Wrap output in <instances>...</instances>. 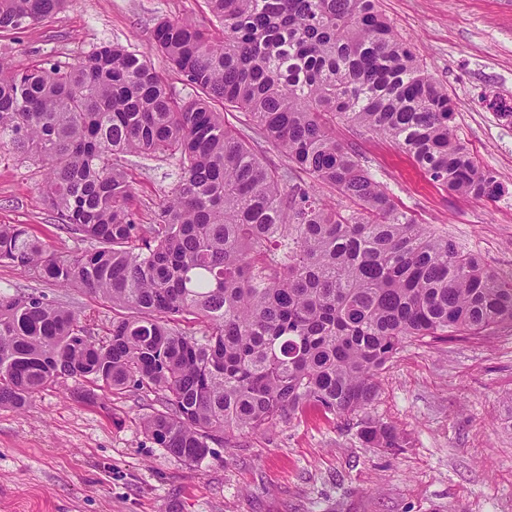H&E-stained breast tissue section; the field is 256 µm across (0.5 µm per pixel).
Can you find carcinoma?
Wrapping results in <instances>:
<instances>
[{
  "label": "carcinoma",
  "mask_w": 512,
  "mask_h": 512,
  "mask_svg": "<svg viewBox=\"0 0 512 512\" xmlns=\"http://www.w3.org/2000/svg\"><path fill=\"white\" fill-rule=\"evenodd\" d=\"M67 0H0V31ZM210 18L163 20L154 42L198 91L177 99L144 59L103 43L76 63L0 64V144L46 170L57 229L93 242L66 254L0 224V264L121 309L99 342L43 294L0 291V407L25 410L61 380L107 407L146 388V433L198 463L211 444L313 409L373 448L407 445L368 407L410 342L490 338L512 326V279L399 210L351 145L381 136L446 190L493 201L506 188L457 139L448 91L378 0H206ZM275 144L269 167L224 113ZM176 158L171 194L145 226L112 157ZM327 184L355 206L323 204ZM197 323L201 335L181 328Z\"/></svg>",
  "instance_id": "obj_1"
}]
</instances>
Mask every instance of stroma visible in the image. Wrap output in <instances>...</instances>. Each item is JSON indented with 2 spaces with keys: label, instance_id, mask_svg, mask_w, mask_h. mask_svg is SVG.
Here are the masks:
<instances>
[{
  "label": "stroma",
  "instance_id": "35a3bbf8",
  "mask_svg": "<svg viewBox=\"0 0 512 512\" xmlns=\"http://www.w3.org/2000/svg\"><path fill=\"white\" fill-rule=\"evenodd\" d=\"M381 11L456 104V133L507 192L493 201L433 184L389 141L357 136L372 176L418 223L446 232L500 276H512V121L489 100L512 104V0H380ZM204 0H68L52 18L0 32V59L70 65L115 43L146 57L173 94L195 90L154 47L164 18L206 17ZM141 223L155 219L176 181L174 160L126 155ZM43 170L0 147V224H23L62 252L89 242L55 226ZM0 289L39 292L79 311L98 340L116 312L94 296L62 290L0 265ZM74 380L47 387L22 412L0 408V512H512V329L490 340L406 345L382 375L368 412L402 429L397 454L367 447L340 420L308 410L242 435L235 447L189 465L143 429L154 396L126 392L108 408L78 402Z\"/></svg>",
  "mask_w": 512,
  "mask_h": 512
}]
</instances>
